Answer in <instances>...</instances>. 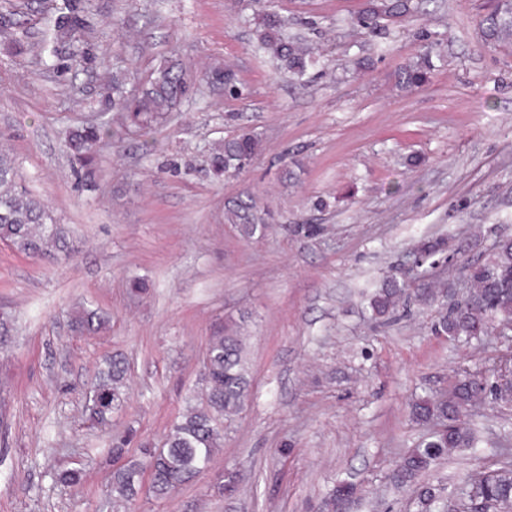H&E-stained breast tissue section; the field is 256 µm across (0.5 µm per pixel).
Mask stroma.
<instances>
[{
    "label": "stroma",
    "instance_id": "1",
    "mask_svg": "<svg viewBox=\"0 0 512 512\" xmlns=\"http://www.w3.org/2000/svg\"><path fill=\"white\" fill-rule=\"evenodd\" d=\"M364 3L271 0L319 49L296 85L255 55L247 0H0L15 20L0 33V150L76 246L34 258L0 242V313L14 323L0 356V512H112L113 436L132 429L161 445L201 396L210 336L241 321L252 372L242 412L196 482L163 500L141 494L138 512H321L341 479L365 491L348 512H412L411 493L389 481L426 431L411 403L447 392L462 368H493L505 345L433 335V307L414 302L373 319L362 298L392 275L464 288L463 265L512 234V47L483 44L488 0H426L383 33L348 27ZM431 43L430 83L398 89L397 69ZM166 62L230 66L242 94L186 99L146 135L125 129L113 75L131 91ZM101 122L112 138L90 168L76 165L68 131ZM244 129L261 153L216 179L209 149ZM246 194L273 214L265 236L224 219ZM436 239L447 253L408 277L415 248ZM133 277L147 294L129 295ZM86 307L110 316L97 334L73 327ZM112 354L129 363L128 399L93 428L84 395ZM466 420L478 447L437 472L452 500L466 475L512 463V405ZM71 468L81 488L57 481ZM228 470L240 477L230 500L215 491Z\"/></svg>",
    "mask_w": 512,
    "mask_h": 512
}]
</instances>
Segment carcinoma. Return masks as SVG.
<instances>
[{
    "label": "carcinoma",
    "instance_id": "1",
    "mask_svg": "<svg viewBox=\"0 0 512 512\" xmlns=\"http://www.w3.org/2000/svg\"><path fill=\"white\" fill-rule=\"evenodd\" d=\"M258 5L255 20L259 30L256 51L269 56L277 68L296 83L306 82L310 70L320 58L308 45L285 35L284 22L268 8L265 0ZM415 0H365V7L348 22L356 29L382 31L389 25L410 18L417 11ZM482 37L490 46L512 44V3L496 0L480 22ZM433 47L418 60L397 72L398 86L405 90L421 88L429 83L434 63ZM224 86V94H241L235 72L226 66H215L199 78L187 75L172 64L154 69L133 93L124 90L118 79L112 84V110L121 113L122 124L149 133L158 118L172 111L194 88L201 84ZM112 136L109 125L90 126L68 134L73 157L83 165L94 162V151L104 138ZM261 151V139L243 130L224 139L209 150L208 161L217 176H232L248 168ZM18 171L13 159L0 153V241L28 256L70 254L74 250L68 228L57 222L47 205L17 189ZM225 220L236 224L246 238L264 235L269 229V214L260 209L253 198H237L225 206ZM465 291L461 298L441 304L432 321L431 331L450 340L470 343L500 327L512 328V236L501 235L493 251L481 262L464 266ZM407 283L388 279L382 288L367 299L372 318H383L394 312L406 294ZM416 297L425 304L449 299L448 288H419ZM107 318L84 309L75 319V328L95 334L106 326ZM205 403L189 404L165 436L163 445L154 450L141 444L139 457L128 459L112 473V512H133L143 479L150 480L149 492L158 500L193 482L205 472L215 451L224 444V422L243 409L250 373L243 354L239 325H229L210 337L203 360ZM128 363L120 355L108 357L84 403L86 419L98 426L107 424L127 399ZM495 399L493 391L483 394L472 384L469 372H458L448 394L422 397L411 405L412 418L419 423L434 422L422 445L410 450L396 464L390 479L398 489L413 491L414 512H463L466 503L450 500L442 488L422 481L436 462L459 448H472L476 437L464 417L475 405ZM483 497V512H512V465L485 473L473 480ZM357 487L349 482L336 483L324 497L320 508L325 512H347L357 497Z\"/></svg>",
    "mask_w": 512,
    "mask_h": 512
}]
</instances>
